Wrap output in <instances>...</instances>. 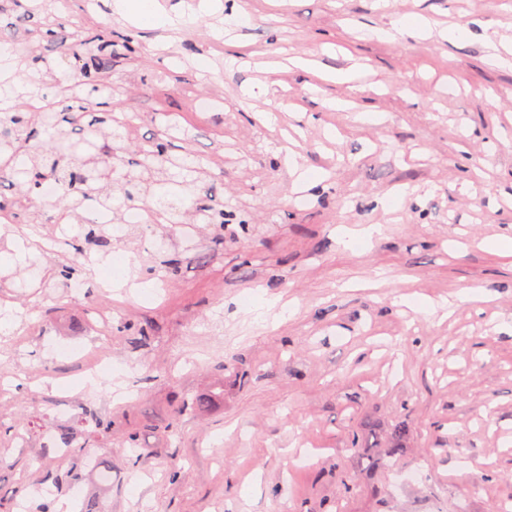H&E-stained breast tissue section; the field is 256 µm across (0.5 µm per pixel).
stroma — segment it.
I'll return each mask as SVG.
<instances>
[{"mask_svg": "<svg viewBox=\"0 0 512 512\" xmlns=\"http://www.w3.org/2000/svg\"><path fill=\"white\" fill-rule=\"evenodd\" d=\"M159 2L194 22L136 31L112 0H26L0 18V43L52 31L41 53L105 19L115 38L138 34L111 76L131 125L115 184L175 123L187 137L170 154L198 156L196 192L224 211L189 238L162 218L126 225L108 250L76 229L95 260L79 294L50 257L20 287L30 254L12 242L30 229L0 225V512L62 498L99 512H512V258L484 248L512 238V69L484 60L486 41L512 46V0H222L240 20L229 36L223 12ZM420 17L429 38L378 34ZM327 67L355 78L325 80ZM203 97L222 109H197ZM291 150L316 182L299 208ZM343 224L384 236L347 249ZM112 250L139 287L97 286ZM273 295L290 310L272 326L258 312ZM101 363L122 400L74 387ZM202 395L206 410L184 408ZM61 426L73 447L44 452ZM408 470L419 483L400 484Z\"/></svg>", "mask_w": 512, "mask_h": 512, "instance_id": "obj_1", "label": "stroma"}]
</instances>
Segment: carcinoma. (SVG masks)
I'll return each mask as SVG.
<instances>
[{
	"instance_id": "1",
	"label": "carcinoma",
	"mask_w": 512,
	"mask_h": 512,
	"mask_svg": "<svg viewBox=\"0 0 512 512\" xmlns=\"http://www.w3.org/2000/svg\"><path fill=\"white\" fill-rule=\"evenodd\" d=\"M77 42L60 47L61 54L71 59L67 83L50 77L52 61L36 56L17 83L0 84V93L15 106L0 116V181L20 180L22 196L2 204L18 215L22 224H42L47 220V207L37 203L41 183L48 177L60 182L63 193L52 204L54 217L68 224L91 227L89 237H96L91 213L81 209V199L91 198L112 210V174L122 162L118 143L123 133L112 125V112L118 104L112 94L104 93L102 77L112 70V24L77 31ZM79 94H71L68 87ZM74 126L93 131V137L104 141L95 147L90 141L73 138ZM171 166L189 174L203 171L199 159L186 151L172 157L161 144L144 152L139 166L146 172H160ZM197 179L184 180L181 194L146 193L144 206L171 218L193 212L209 224L224 216L221 209L194 198Z\"/></svg>"
}]
</instances>
